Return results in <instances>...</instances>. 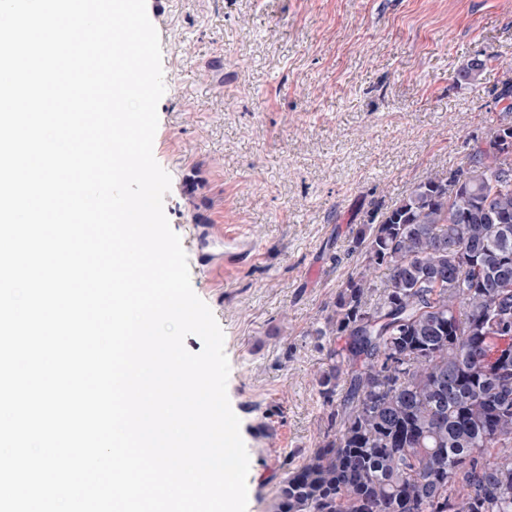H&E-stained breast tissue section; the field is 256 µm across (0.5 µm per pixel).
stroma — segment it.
<instances>
[{"instance_id":"35a3bbf8","label":"stroma","mask_w":512,"mask_h":512,"mask_svg":"<svg viewBox=\"0 0 512 512\" xmlns=\"http://www.w3.org/2000/svg\"><path fill=\"white\" fill-rule=\"evenodd\" d=\"M166 92L156 161L268 512L327 428L311 330L362 258L352 233L465 162L512 59V0H146ZM485 58L476 85L456 73ZM258 254L225 265V234Z\"/></svg>"}]
</instances>
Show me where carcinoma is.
Segmentation results:
<instances>
[{"label":"carcinoma","mask_w":512,"mask_h":512,"mask_svg":"<svg viewBox=\"0 0 512 512\" xmlns=\"http://www.w3.org/2000/svg\"><path fill=\"white\" fill-rule=\"evenodd\" d=\"M353 250L311 331L328 430L271 512H512V452L487 458L512 449V124L360 225Z\"/></svg>","instance_id":"obj_1"}]
</instances>
